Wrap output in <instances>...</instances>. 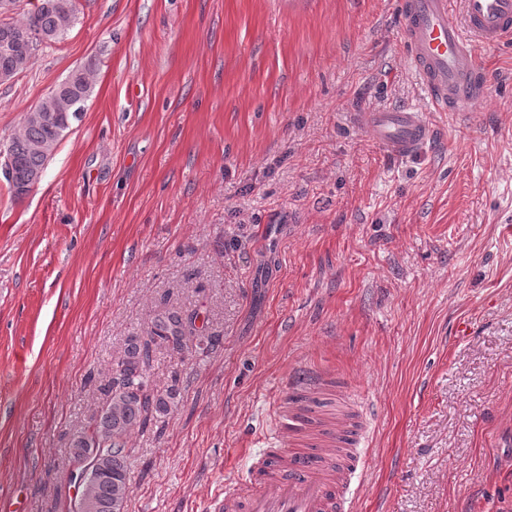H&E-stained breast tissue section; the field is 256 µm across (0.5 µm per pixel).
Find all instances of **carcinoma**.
Segmentation results:
<instances>
[{
  "label": "carcinoma",
  "mask_w": 512,
  "mask_h": 512,
  "mask_svg": "<svg viewBox=\"0 0 512 512\" xmlns=\"http://www.w3.org/2000/svg\"><path fill=\"white\" fill-rule=\"evenodd\" d=\"M74 20L75 0H41L40 6L24 19L0 20V29L26 33L35 50L66 34ZM91 94L89 70H72L63 95L86 101ZM40 110L37 106L26 113L22 128L8 146L11 170L3 172V177L18 198L23 196L22 187L28 177L44 172L66 132L36 118ZM196 318L195 311L166 310L155 316L147 334L126 338L123 355L112 369L105 405L89 429L72 440L71 460L81 475L72 512H124L131 482V435L150 421L170 415L180 403V392L175 387L164 391L150 388L147 370L152 345L164 344L178 353L189 349L207 353L221 344L220 337L197 329Z\"/></svg>",
  "instance_id": "cac0c4a2"
}]
</instances>
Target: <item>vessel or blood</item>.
<instances>
[{
    "label": "vessel or blood",
    "instance_id": "b4317fda",
    "mask_svg": "<svg viewBox=\"0 0 512 512\" xmlns=\"http://www.w3.org/2000/svg\"><path fill=\"white\" fill-rule=\"evenodd\" d=\"M402 0L408 60L431 102L443 112H468L481 100L484 72L474 44L494 47L512 39V0ZM367 125L378 144L398 156L414 155L432 137L421 113L399 107L371 113ZM341 401L319 370L291 378L281 401L282 449L254 462L225 493L223 512H342L362 468L364 422L340 409L328 417L319 400Z\"/></svg>",
    "mask_w": 512,
    "mask_h": 512
}]
</instances>
